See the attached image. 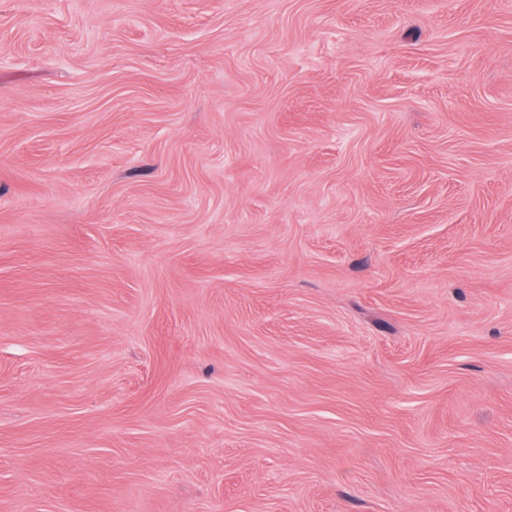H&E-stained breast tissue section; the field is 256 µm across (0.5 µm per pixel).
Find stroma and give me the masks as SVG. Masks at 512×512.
<instances>
[{"label": "stroma", "instance_id": "obj_1", "mask_svg": "<svg viewBox=\"0 0 512 512\" xmlns=\"http://www.w3.org/2000/svg\"><path fill=\"white\" fill-rule=\"evenodd\" d=\"M0 512H512V0H0Z\"/></svg>", "mask_w": 512, "mask_h": 512}]
</instances>
